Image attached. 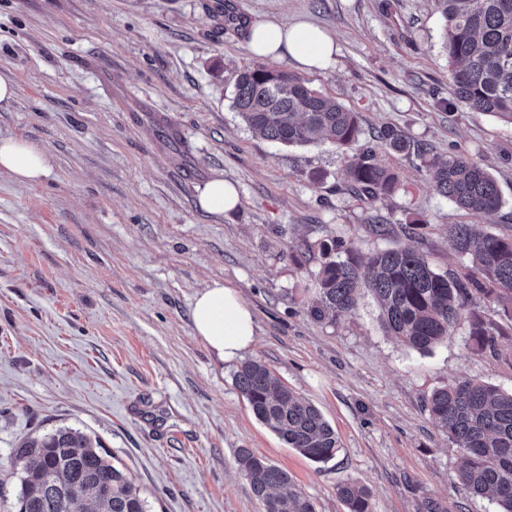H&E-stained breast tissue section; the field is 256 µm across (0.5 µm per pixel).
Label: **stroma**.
<instances>
[{"mask_svg":"<svg viewBox=\"0 0 512 512\" xmlns=\"http://www.w3.org/2000/svg\"><path fill=\"white\" fill-rule=\"evenodd\" d=\"M310 22L336 41L334 64L302 71L361 116L360 144L384 126L414 144L379 151L398 176L392 196L354 199L347 155L329 144L282 146L232 109V76L255 64L254 20ZM432 0H0V136L48 155L35 183L0 171V512H14L19 442L72 427L96 439L139 487L148 512H261L237 452L288 470L316 512H347L337 488L356 482L372 512H499L463 492L458 446L430 416L431 393L457 381L512 391V317L495 350L460 321L430 351L385 328L372 297L317 320L319 243L342 237L362 257L405 242L438 273L460 261L452 224L512 236V125L456 99ZM462 152L494 176L501 207L485 216L440 196L416 148ZM221 177L240 205L204 212L198 195ZM384 224L387 236L370 227ZM215 281L250 306L264 363L315 405L339 440L313 462L288 448L237 390L238 362L195 336L194 295Z\"/></svg>","mask_w":512,"mask_h":512,"instance_id":"35a3bbf8","label":"stroma"}]
</instances>
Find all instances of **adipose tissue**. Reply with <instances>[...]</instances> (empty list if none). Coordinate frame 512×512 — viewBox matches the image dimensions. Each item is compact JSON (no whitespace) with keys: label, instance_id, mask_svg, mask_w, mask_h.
I'll use <instances>...</instances> for the list:
<instances>
[{"label":"adipose tissue","instance_id":"obj_1","mask_svg":"<svg viewBox=\"0 0 512 512\" xmlns=\"http://www.w3.org/2000/svg\"><path fill=\"white\" fill-rule=\"evenodd\" d=\"M246 46L257 57L287 55L302 67L317 69L330 65L336 50L334 39L319 27L273 20L250 23ZM48 169L45 151L21 138L0 137V171L31 183L45 176ZM191 316L195 335L221 360H235L255 340L251 309L237 289L224 283L216 281L197 292Z\"/></svg>","mask_w":512,"mask_h":512}]
</instances>
